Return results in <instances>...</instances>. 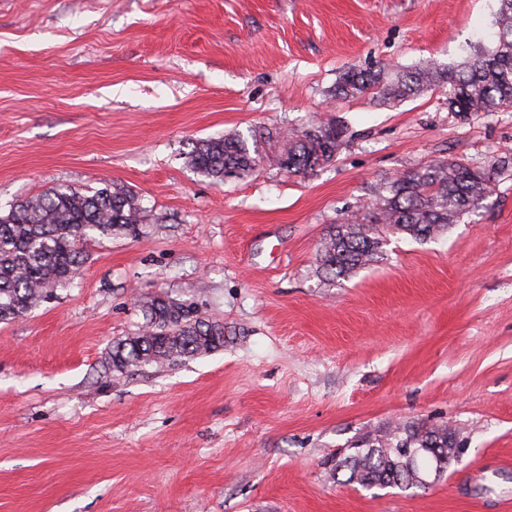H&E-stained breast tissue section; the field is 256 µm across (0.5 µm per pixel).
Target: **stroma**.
Masks as SVG:
<instances>
[{
  "mask_svg": "<svg viewBox=\"0 0 512 512\" xmlns=\"http://www.w3.org/2000/svg\"><path fill=\"white\" fill-rule=\"evenodd\" d=\"M497 0H0V210L114 183L139 237L87 246L79 277L0 323V512H506L512 504V108L441 92L337 96L379 63H459L495 41ZM345 132L291 174L264 150L216 183L186 155L233 132ZM509 165H501V158ZM493 171L478 213L436 239L317 277L341 216L432 160ZM192 299L223 350L113 371L143 300ZM449 423L461 462L428 488L363 489L347 441Z\"/></svg>",
  "mask_w": 512,
  "mask_h": 512,
  "instance_id": "obj_1",
  "label": "stroma"
}]
</instances>
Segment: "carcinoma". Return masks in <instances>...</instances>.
I'll return each mask as SVG.
<instances>
[{
    "mask_svg": "<svg viewBox=\"0 0 512 512\" xmlns=\"http://www.w3.org/2000/svg\"><path fill=\"white\" fill-rule=\"evenodd\" d=\"M496 45L456 66L430 63L422 68L382 66L347 71L338 95L370 94L389 102L423 91L442 90L451 112H499L512 107V0H499ZM343 131L333 121H318L291 131L278 158L290 173L313 171L334 160ZM260 162L257 136L238 132L195 143L188 163L201 175L222 182L245 176ZM486 171L456 160L437 159L416 171L377 185L365 222L343 220L323 238L319 274L346 278L383 259L386 232L428 240L484 207L493 194ZM144 210L131 191L107 185L93 193L57 186L20 200L0 214V322L14 320L71 284L84 262L85 248L114 235L140 234ZM146 322L112 342V369L123 373L146 364L171 365L224 348V324L205 317L195 301L157 296L142 305ZM466 445L448 423L412 422L365 431L348 445L336 464L345 482L364 488L410 489L402 449L418 448L424 464L436 452Z\"/></svg>",
    "mask_w": 512,
    "mask_h": 512,
    "instance_id": "1",
    "label": "carcinoma"
}]
</instances>
